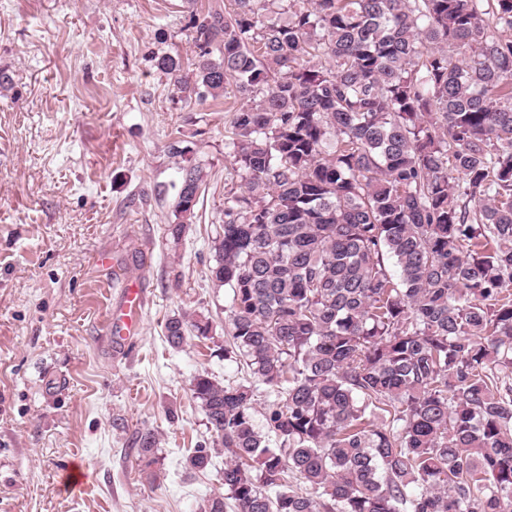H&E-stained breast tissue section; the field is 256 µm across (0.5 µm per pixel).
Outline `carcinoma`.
I'll list each match as a JSON object with an SVG mask.
<instances>
[{
    "mask_svg": "<svg viewBox=\"0 0 512 512\" xmlns=\"http://www.w3.org/2000/svg\"><path fill=\"white\" fill-rule=\"evenodd\" d=\"M191 29L154 67L237 99L209 272L224 357L274 396L262 431L253 386L192 378L209 512H512V0H227ZM206 178L181 167L173 239Z\"/></svg>",
    "mask_w": 512,
    "mask_h": 512,
    "instance_id": "carcinoma-1",
    "label": "carcinoma"
}]
</instances>
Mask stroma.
Masks as SVG:
<instances>
[{"label":"stroma","instance_id":"35a3bbf8","mask_svg":"<svg viewBox=\"0 0 512 512\" xmlns=\"http://www.w3.org/2000/svg\"><path fill=\"white\" fill-rule=\"evenodd\" d=\"M194 50L187 0H0V512H207L220 486L223 455L204 472L184 459L211 441L191 379L254 381L224 356L228 290L208 271L234 101L183 102L151 61ZM187 160L207 181L176 241ZM131 279L141 331L112 345L105 314ZM183 315L208 318L210 339L169 345ZM146 430L154 488L134 452ZM76 462L91 481L71 490Z\"/></svg>","mask_w":512,"mask_h":512}]
</instances>
